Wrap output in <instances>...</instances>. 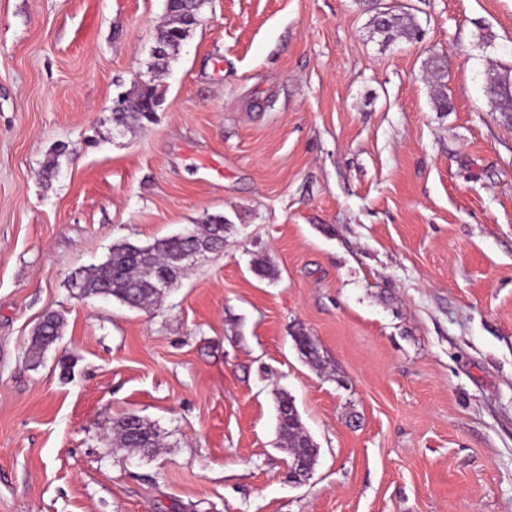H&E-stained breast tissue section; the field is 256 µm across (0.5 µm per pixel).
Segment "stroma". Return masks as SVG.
Wrapping results in <instances>:
<instances>
[{
	"label": "stroma",
	"instance_id": "stroma-1",
	"mask_svg": "<svg viewBox=\"0 0 512 512\" xmlns=\"http://www.w3.org/2000/svg\"><path fill=\"white\" fill-rule=\"evenodd\" d=\"M400 2L416 41L358 0H206L119 134L164 0H0V512H512V113L485 93L512 0ZM211 215L223 249L148 310L73 297L112 244ZM130 414L163 448L113 447ZM376 7L375 14L371 18L373 33L381 37V41L388 44L395 39L404 38L408 41L417 39L418 25L413 15L408 12L394 13L393 10L379 12ZM428 63L431 78L433 79L435 87L437 88L436 93L433 96L434 107L439 112H447L450 108L448 97L441 90L442 87L445 86L442 84V79L444 78L443 69L445 67L444 57L433 56ZM49 322L44 323L41 329L36 330L32 336V348L37 351L46 350L53 345L61 336L64 327V319L61 317L48 318ZM276 402L278 436L287 444L291 458L293 459L295 455H317L318 450L311 447L313 441L305 434L291 396L280 392L277 394Z\"/></svg>",
	"mask_w": 512,
	"mask_h": 512
}]
</instances>
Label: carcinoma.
Returning <instances> with one entry per match:
<instances>
[{
	"mask_svg": "<svg viewBox=\"0 0 512 512\" xmlns=\"http://www.w3.org/2000/svg\"><path fill=\"white\" fill-rule=\"evenodd\" d=\"M205 0H166L165 13L168 21L159 27L155 43L163 46V53L152 55L151 69L154 78L137 83L127 91L121 100V111L111 113L112 124L126 131L135 125L152 122L162 103V92L155 78L163 74L186 41L190 32L198 24L200 10ZM373 33L379 35L382 42L388 44L398 38L412 41L417 38L418 25L408 12L395 13L389 9L375 12L371 18ZM445 60L434 56L429 60L431 78L436 87L433 104L437 111L449 110L448 97L442 91V79ZM486 94L494 111L512 112V73L500 74L489 71L486 77ZM204 230L199 225L191 227L193 239L204 247L218 251L224 247V217L209 216L203 221ZM185 248V240L176 235L157 238L146 246H137L129 242L115 243L106 259L78 277L81 290L88 296L106 294L133 309H146L161 296L158 281L163 277L179 278L186 271L175 261ZM64 319L52 317L34 332L31 344L36 351H42L53 345L61 336ZM296 348L310 363L319 362L320 353L310 336L298 332L293 336ZM277 431L279 439L287 444L290 456L317 454L311 447L312 440L305 434L294 400L285 392L276 397ZM145 438L149 448L162 447L160 433L151 423L141 419L131 425L128 417H123L114 425L113 443L122 448L141 449V442L131 435V430Z\"/></svg>",
	"mask_w": 512,
	"mask_h": 512,
	"instance_id": "obj_1",
	"label": "carcinoma"
}]
</instances>
